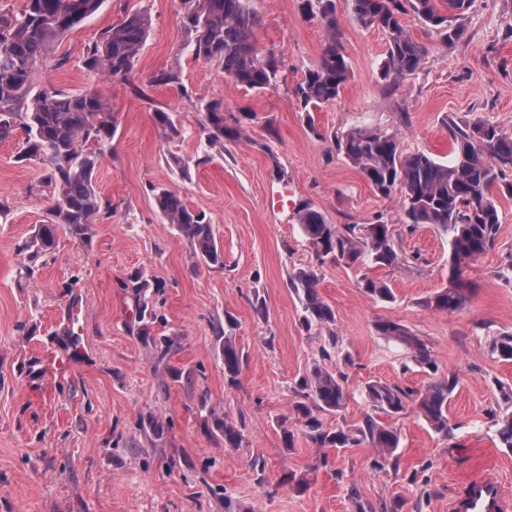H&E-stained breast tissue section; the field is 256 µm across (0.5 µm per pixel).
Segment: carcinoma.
Instances as JSON below:
<instances>
[{"label": "carcinoma", "instance_id": "carcinoma-1", "mask_svg": "<svg viewBox=\"0 0 512 512\" xmlns=\"http://www.w3.org/2000/svg\"><path fill=\"white\" fill-rule=\"evenodd\" d=\"M19 14L0 12V141L21 127L26 132L19 153L21 161L43 166L44 181L52 187L46 222L18 244L26 277L33 278L43 256L54 248L58 231L86 239L90 225L112 218V202L96 188V173L117 129L109 104L95 92L70 93L49 87L33 92V69L38 59L60 38L96 13L103 0H24ZM353 20L377 28L388 41L386 57L380 64L383 80L390 86L414 74L428 53L425 44L412 38L401 23L411 5L422 23L439 31L441 40L455 45L463 35L458 23L470 7V0H352ZM183 26L190 34L188 44L197 60L215 63L235 84L264 90L276 84L279 67L275 52L257 47L254 29L257 19L249 0H183ZM308 17L320 19L328 32L319 65L308 70L294 93L302 109L310 111L339 97L350 77V69L339 41L334 0H302ZM147 11L126 16L102 32L88 45L87 65L108 76L129 81L135 60L149 29ZM211 143L224 142V104H206L205 125ZM451 160L444 162L424 151L406 152L398 136L370 128H355L338 142V149L388 196L400 187L405 223L431 224L448 236L449 287L435 293L427 306L443 313L462 310L469 301L464 281L465 266L495 247L501 224L494 189L502 186L512 193V134L489 121L465 119L448 121ZM159 213L177 227L187 240L196 260L209 268H224V251L218 245L213 225L202 213L188 208L179 194L168 189L154 193ZM304 237L319 263L330 259L349 267L371 263L393 266L402 256L394 247L389 224H331L308 204L298 210ZM303 306V327L321 329L336 323L334 310L320 297L317 272L312 267L296 268L289 275ZM365 292L383 302L394 294L386 284L363 277ZM136 311V334L151 335V325L161 311L146 296L150 287L144 272L137 270L122 282ZM377 335L399 343L423 369L437 373V366L424 342L403 325L381 318L375 323ZM224 376L235 382L244 359L224 337ZM491 353L512 360V334L495 338ZM457 386L452 377H434L420 390L382 381H368L363 394L375 412L393 417L417 404L435 433L448 437V398ZM293 412L304 422L305 432L318 448H348L366 444L384 457H393L400 434L372 415L365 416L356 430L324 427L321 416L341 412L348 402L346 378L316 364L297 381ZM501 445L512 448V411L497 420ZM214 432L224 438V447L242 446L243 432L229 418L212 421Z\"/></svg>", "mask_w": 512, "mask_h": 512}]
</instances>
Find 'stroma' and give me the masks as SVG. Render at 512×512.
Wrapping results in <instances>:
<instances>
[{
    "label": "stroma",
    "instance_id": "obj_1",
    "mask_svg": "<svg viewBox=\"0 0 512 512\" xmlns=\"http://www.w3.org/2000/svg\"><path fill=\"white\" fill-rule=\"evenodd\" d=\"M301 3L250 0L258 47L281 59L277 83L265 90L235 86L193 57L183 0H104L37 62L35 88L93 91L109 101L118 127L96 187L113 213L92 225L88 240L59 234L36 277L21 278L17 245L45 221L52 190L38 164L17 159L23 130L0 142V512H353L358 501L367 512H448L464 482L487 468L512 496V448L496 436L512 361L490 351L495 337L512 333V195L496 196L497 244L467 269V306L437 312L426 302L449 285L447 236L429 224L407 227L400 191L380 194L336 147L337 137L368 125L398 132L405 151L445 161L449 119L479 117L512 132V0H472L464 37L450 48L407 12L403 24L428 54L397 87L379 74L385 35L353 21L352 0H335L351 77L335 101L311 112L293 88L318 65L328 34ZM144 8L150 28L130 81L90 69L86 45ZM170 69L179 83H155ZM211 100L223 101L225 125L239 130L220 145L203 130ZM158 109L171 113L178 134L162 133ZM159 188L206 214L223 268L196 262L159 214ZM302 202L334 224L392 225L401 263H317L297 220ZM310 265L336 313L339 353L325 364L345 374L349 391L341 413L323 415L325 427L362 424L366 381L413 389L429 381L403 347L376 334L375 322L389 318L427 345L439 376H457L449 437L408 407L390 419L400 445L385 460L365 445L316 447L291 418L295 384L321 361L324 343L302 328V304L289 286V272ZM138 269L161 286L166 320L154 336L175 341L160 363L136 335L133 303L119 286ZM365 276L387 284L393 301L368 296ZM69 321L79 333L75 351L59 334ZM220 330L244 354L234 383L224 376ZM52 357L64 368L47 371ZM152 416L162 437L146 426ZM217 416L240 426L242 447L226 448L212 432ZM292 475L307 478V488L295 490Z\"/></svg>",
    "mask_w": 512,
    "mask_h": 512
}]
</instances>
